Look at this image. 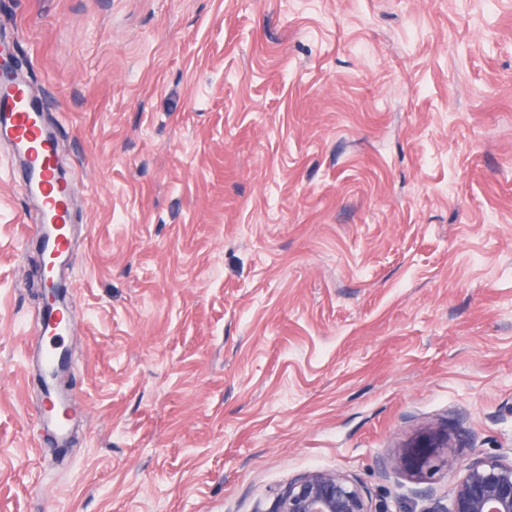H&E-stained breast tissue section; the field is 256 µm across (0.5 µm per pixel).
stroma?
I'll return each instance as SVG.
<instances>
[{"mask_svg": "<svg viewBox=\"0 0 512 512\" xmlns=\"http://www.w3.org/2000/svg\"><path fill=\"white\" fill-rule=\"evenodd\" d=\"M56 133L77 409L34 426L35 204L0 144V512H377L427 429L512 460V0H0ZM44 407H38L36 410L35 421L39 425L44 426L41 433L53 442L55 447H63L67 439V417L57 412V407L62 404L60 397L55 392H48ZM48 413L54 415L51 417ZM45 431V432H44ZM265 512H377L368 491L353 476L312 471L292 479Z\"/></svg>", "mask_w": 512, "mask_h": 512, "instance_id": "35a3bbf8", "label": "stroma"}]
</instances>
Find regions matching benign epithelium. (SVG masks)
I'll list each match as a JSON object with an SVG mask.
<instances>
[{"label":"benign epithelium","mask_w":512,"mask_h":512,"mask_svg":"<svg viewBox=\"0 0 512 512\" xmlns=\"http://www.w3.org/2000/svg\"><path fill=\"white\" fill-rule=\"evenodd\" d=\"M63 284L41 292L43 305L65 304ZM456 445L448 433L429 431L383 460L386 472L408 470L426 475L441 463L455 461ZM464 475L455 485L451 506L439 503L428 512H512V462L476 456L463 463ZM268 512H372L368 491L353 476L312 471L292 479Z\"/></svg>","instance_id":"benign-epithelium-1"}]
</instances>
